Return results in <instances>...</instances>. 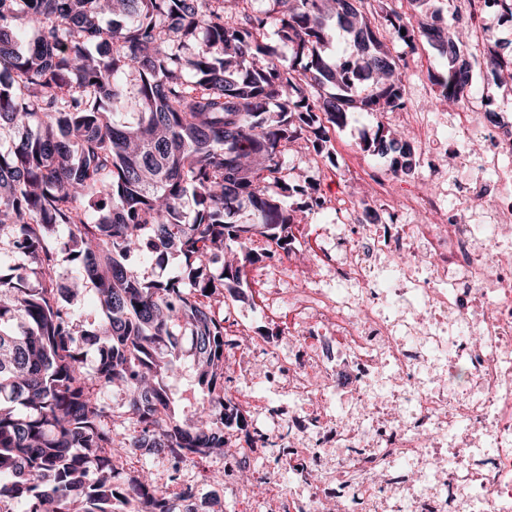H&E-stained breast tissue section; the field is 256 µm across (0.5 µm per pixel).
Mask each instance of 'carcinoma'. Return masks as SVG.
Instances as JSON below:
<instances>
[{
	"instance_id": "obj_1",
	"label": "carcinoma",
	"mask_w": 512,
	"mask_h": 512,
	"mask_svg": "<svg viewBox=\"0 0 512 512\" xmlns=\"http://www.w3.org/2000/svg\"><path fill=\"white\" fill-rule=\"evenodd\" d=\"M0 0V512H193L196 487L171 494L144 469L121 477L130 448L187 466L230 455L227 430L247 418L226 396L234 347L214 296L236 294L247 268L291 250L298 213L321 209L317 188L288 178L291 150L333 161L329 131L352 109L405 104V63L390 45L427 43L449 65L432 75L439 97L463 98L471 74L456 60L465 41L443 29L428 0ZM287 45L267 42V26ZM37 31L28 39L29 30ZM406 34H401V31ZM356 47L329 56L335 32ZM499 84L512 54L489 50ZM134 88L133 123L111 110ZM407 143L379 128L363 150L386 156ZM191 198V213L183 203ZM252 208L242 224L239 212ZM73 268L59 301L56 254ZM175 276L147 277L138 265ZM36 275L39 285L31 282ZM91 284L105 320L84 329L70 298ZM97 352L85 369V349ZM201 397L178 419L165 383L181 363ZM123 392L122 410L103 395Z\"/></svg>"
}]
</instances>
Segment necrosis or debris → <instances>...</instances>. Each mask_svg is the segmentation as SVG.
Here are the masks:
<instances>
[{"label":"necrosis or debris","instance_id":"1","mask_svg":"<svg viewBox=\"0 0 512 512\" xmlns=\"http://www.w3.org/2000/svg\"><path fill=\"white\" fill-rule=\"evenodd\" d=\"M448 140L486 182L419 179L401 205L434 222L337 225L329 287L291 291L295 351L261 359L303 417L268 512H512V127L452 112Z\"/></svg>","mask_w":512,"mask_h":512}]
</instances>
